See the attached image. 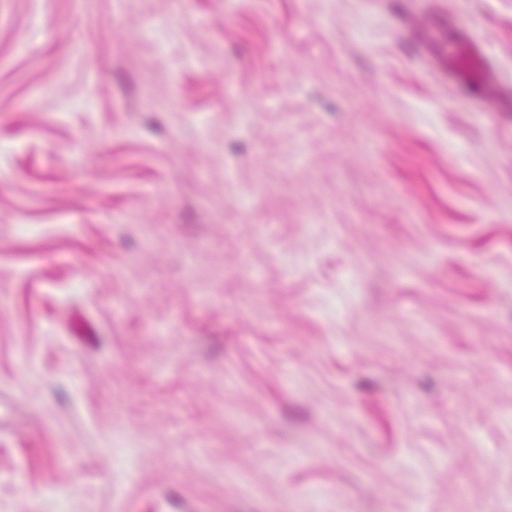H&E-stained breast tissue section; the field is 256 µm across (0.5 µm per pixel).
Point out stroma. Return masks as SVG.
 Masks as SVG:
<instances>
[{
  "label": "stroma",
  "instance_id": "obj_1",
  "mask_svg": "<svg viewBox=\"0 0 512 512\" xmlns=\"http://www.w3.org/2000/svg\"><path fill=\"white\" fill-rule=\"evenodd\" d=\"M0 512H512V0H0ZM454 55L460 56L465 61L464 70L459 76L462 82L483 86L487 75V65L485 61L482 58L471 55L463 48H456Z\"/></svg>",
  "mask_w": 512,
  "mask_h": 512
}]
</instances>
